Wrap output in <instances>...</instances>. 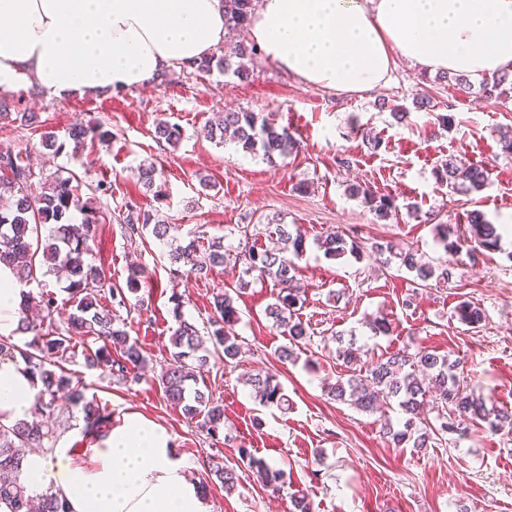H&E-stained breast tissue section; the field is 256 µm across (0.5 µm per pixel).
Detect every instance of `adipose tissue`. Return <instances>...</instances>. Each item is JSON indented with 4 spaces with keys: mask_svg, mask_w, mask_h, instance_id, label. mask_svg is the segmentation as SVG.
Returning <instances> with one entry per match:
<instances>
[{
    "mask_svg": "<svg viewBox=\"0 0 512 512\" xmlns=\"http://www.w3.org/2000/svg\"><path fill=\"white\" fill-rule=\"evenodd\" d=\"M249 32L267 61L336 93L385 86L400 58L471 80L512 75V0H260ZM224 38L223 0H0V90L144 87ZM33 394L23 365L0 362L1 415L27 417ZM22 473L69 512H208L164 429L136 413L80 449L58 438Z\"/></svg>",
    "mask_w": 512,
    "mask_h": 512,
    "instance_id": "obj_1",
    "label": "adipose tissue"
}]
</instances>
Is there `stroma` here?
Listing matches in <instances>:
<instances>
[{
    "mask_svg": "<svg viewBox=\"0 0 512 512\" xmlns=\"http://www.w3.org/2000/svg\"><path fill=\"white\" fill-rule=\"evenodd\" d=\"M247 79L219 68L203 72L176 66L161 86L88 93L66 99L34 83L13 91L21 109L37 113L41 129L0 128V152L28 155L37 176L58 168L76 174L83 196L98 207L119 210L125 202L178 225V243L222 241L227 253L240 251V226L251 242L271 246L275 224L299 225L306 253L299 260L304 291L300 319L313 338L297 359L281 362L286 340L265 317L276 289L254 283L236 300L235 331L245 352L233 365H216L205 380L224 404L225 442L213 444L181 408L167 403L158 378L173 349L178 323L172 296H180L186 320L206 326L216 293L232 288L239 271L227 266L208 279L172 275L170 248L150 231L129 236L124 225H99L89 259L102 266L113 284L124 285L130 266L146 270L150 289L128 294L119 315L147 357L138 384L109 382L101 371L75 357L69 370L87 385L86 395L106 403L113 423L130 412L161 426L194 479L213 463L234 468V490L210 485V512H292L287 493H275L238 456L246 444L256 457L285 470L292 489L307 491L314 512H512V429L469 428L445 435L436 448L417 453L398 448L380 435L378 414L363 413L330 400L327 387L347 374L336 353L335 334H356L367 356L403 347L426 346L462 358L471 387L488 402L512 407V156L502 153L501 131L512 129V90L487 97L478 88L461 92L444 73L429 74L397 61L388 84L361 94L338 95L301 83L267 62L246 60ZM254 112L288 128L299 141L278 165L201 137L204 125L223 112ZM403 112L396 121L394 112ZM179 125L182 138L170 146L155 137L159 121ZM94 121L109 138L79 152L51 156L40 145L41 131L66 139L69 128ZM382 145L370 151L364 135ZM455 159L490 173L478 192H453L435 178L436 168ZM153 166L166 192L158 199L144 192L139 172ZM208 178L211 189L200 186ZM110 185L111 195L99 193ZM398 197V214L379 217L353 186ZM506 225L500 252L460 258L445 252L434 231L447 224L468 228L471 211ZM363 246L362 259L326 257L320 242L331 229ZM390 241L412 249L421 261L450 270L447 282L419 286L414 273L372 243ZM337 300H330V292ZM469 301L484 312L482 322L466 325L454 316ZM387 317L391 335L371 337L367 319ZM269 372L283 385L290 406L266 407L246 383Z\"/></svg>",
    "mask_w": 512,
    "mask_h": 512,
    "instance_id": "stroma-1",
    "label": "stroma"
}]
</instances>
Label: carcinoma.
<instances>
[{"instance_id": "cac0c4a2", "label": "carcinoma", "mask_w": 512, "mask_h": 512, "mask_svg": "<svg viewBox=\"0 0 512 512\" xmlns=\"http://www.w3.org/2000/svg\"><path fill=\"white\" fill-rule=\"evenodd\" d=\"M254 0H224V26L226 31H242L248 27ZM512 86V77L494 75L482 80L480 91L487 97L501 94L504 85ZM38 123L37 115L11 109L0 99V125L32 126ZM156 137L169 145L181 139L178 127L161 121L155 128ZM68 138L74 148L85 145L86 139L103 138L106 132L91 124H76L69 128ZM203 137L222 144L226 140L241 146L247 153L262 155L270 163L285 159L295 146V138L285 128H277L254 112H224L203 130ZM143 188L154 197L163 196L156 184L155 169L145 167L140 175ZM439 182L452 188L477 192L488 181V172L478 166H461L450 159L437 173ZM78 179L73 173L59 172L50 183L36 178V173L19 153H0V198L9 195L7 205L0 207V264L9 266L20 282H30L36 265L46 271L63 269L68 274V301L71 312L66 325L55 323L57 300L51 293L42 295L41 314L29 315V297L22 296L17 332L31 335L24 346L0 338V361L23 363L34 381L36 393L33 401L34 417L11 421L0 417V512H67L66 505L55 493L47 491L38 497L30 494L28 486L17 478L24 459L25 449L50 450L57 440L55 432L45 420L54 416L57 399L64 396L68 404L81 408L85 433L99 435L112 425V412L107 405H100L86 397V385L79 377L71 375L65 364L81 354L84 366L100 369L109 379L125 385L140 381L137 369L146 363V356L138 342L131 338L120 321L116 308L126 306V293H137L146 284V271L138 266L129 268L126 287L112 284L102 267L87 258L88 241L97 231L98 224L108 221L99 208L83 200ZM355 195L382 218L398 208L392 195L378 196L367 187L358 186ZM127 215L117 219L127 225L130 233H139V227L151 228L154 238L164 244L174 240L176 225L154 219L149 213H137L134 207H125ZM78 212L82 222L71 223V214ZM50 226V233L41 239L33 237L41 226ZM471 237L457 235L446 224L435 225L436 234L445 251L459 255L476 250L496 252L501 250L502 234L497 225L488 222L478 211L469 214ZM278 248L257 249L244 247L234 257L242 265L238 279L240 295L250 286V280H270L278 286L274 301L266 306L265 315L279 329L288 344L281 347L279 358L287 361L295 350L308 345L311 333L297 316L303 300L294 288L297 260L305 252L304 235L296 224H277ZM325 255L336 258L350 252L361 257L362 249L356 242H347L343 232L332 230L321 242ZM378 252L395 253L401 265L416 273V279L427 282L436 276V269L416 258L410 250L395 251L391 244L377 243ZM172 263L183 264L187 273L202 279L217 267L226 265L229 254L224 245L213 242L201 249L192 244L171 249ZM108 293L111 308L100 304V293ZM235 298L229 291L213 296L209 319L210 331L202 336L195 324L184 319L182 301L174 298V316L179 322L172 339L173 351L159 383L164 396L172 405L182 409L197 427L215 438L224 424L223 400L213 396L203 377L210 369L211 357L224 364H233L241 356V344L235 334L238 320ZM455 314L465 324L482 320L481 310L470 302L460 303ZM81 336L89 341L82 351H76L73 339ZM213 350L204 348L205 342ZM460 361L439 354L425 347L414 351L402 349L381 355L364 366L362 372H352L346 379H338L328 389V395L339 402H347L362 412H373L384 406L397 404L404 422L397 429L390 416H384L381 431L397 447L412 444L421 452L432 448L449 432L465 429L478 421L487 423L496 432L506 425L512 426V411L487 406L486 400L469 389L461 379ZM254 395L266 405L287 407L288 396L281 384L270 374L256 373L248 378ZM431 404L438 410L440 425L435 427L421 418L423 408ZM240 460L256 470L262 483L275 492L290 487L285 473L274 469L256 458L245 445L238 447ZM216 478L224 489L230 490L238 480L232 468L215 466L199 482L202 492H207L211 478Z\"/></svg>"}]
</instances>
